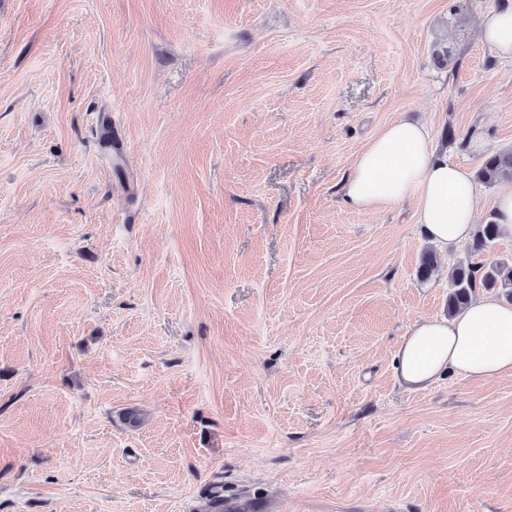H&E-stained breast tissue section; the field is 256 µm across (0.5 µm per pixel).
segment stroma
Wrapping results in <instances>:
<instances>
[{"label": "stroma", "mask_w": 512, "mask_h": 512, "mask_svg": "<svg viewBox=\"0 0 512 512\" xmlns=\"http://www.w3.org/2000/svg\"><path fill=\"white\" fill-rule=\"evenodd\" d=\"M504 4L0 0V512H512V375L395 372L470 254L340 194L512 148ZM482 39L503 56H512V8L488 13L483 21Z\"/></svg>", "instance_id": "stroma-1"}]
</instances>
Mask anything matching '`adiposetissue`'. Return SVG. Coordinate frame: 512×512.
<instances>
[{
	"label": "adipose tissue",
	"mask_w": 512,
	"mask_h": 512,
	"mask_svg": "<svg viewBox=\"0 0 512 512\" xmlns=\"http://www.w3.org/2000/svg\"><path fill=\"white\" fill-rule=\"evenodd\" d=\"M341 195L361 212L416 202L423 235L444 251L472 237L480 207L469 171L436 152L427 123L404 119L384 125L360 150ZM453 372L512 374V305L481 296L453 318L414 323L397 351L399 382L422 389Z\"/></svg>",
	"instance_id": "obj_1"
}]
</instances>
